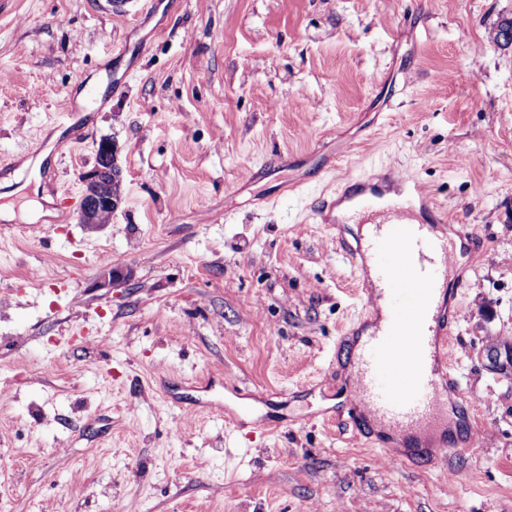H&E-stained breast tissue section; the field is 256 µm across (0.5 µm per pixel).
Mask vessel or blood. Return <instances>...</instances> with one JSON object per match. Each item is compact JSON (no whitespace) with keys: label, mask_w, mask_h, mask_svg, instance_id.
Wrapping results in <instances>:
<instances>
[{"label":"vessel or blood","mask_w":512,"mask_h":512,"mask_svg":"<svg viewBox=\"0 0 512 512\" xmlns=\"http://www.w3.org/2000/svg\"><path fill=\"white\" fill-rule=\"evenodd\" d=\"M415 172L388 165L348 183L339 198L322 200L323 223L338 202L350 203L359 222L373 225L357 253L375 282L364 294L369 316L383 323L363 341L352 383V406L407 445L448 421L447 346L453 323L438 298L456 265L446 238L431 227L447 216L430 207Z\"/></svg>","instance_id":"obj_1"}]
</instances>
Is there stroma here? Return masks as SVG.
I'll return each instance as SVG.
<instances>
[{"mask_svg":"<svg viewBox=\"0 0 512 512\" xmlns=\"http://www.w3.org/2000/svg\"><path fill=\"white\" fill-rule=\"evenodd\" d=\"M510 16L512 0H0V180L51 198L0 220V512H512V367L486 356L512 344V47L488 35ZM104 139L122 203L83 224ZM389 163L461 247L454 486L425 453L388 468L387 435L351 419L368 282L353 227L316 207Z\"/></svg>","mask_w":512,"mask_h":512,"instance_id":"35a3bbf8","label":"stroma"}]
</instances>
